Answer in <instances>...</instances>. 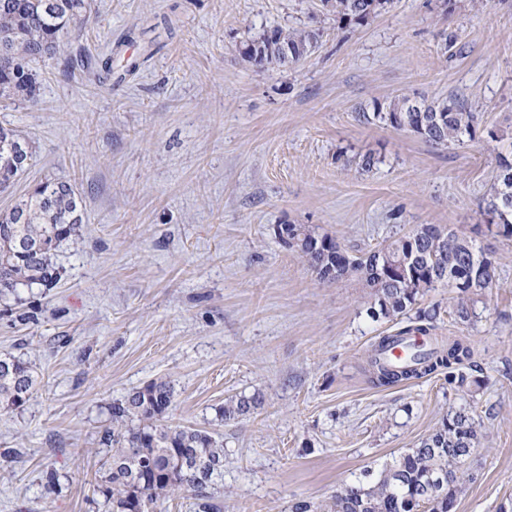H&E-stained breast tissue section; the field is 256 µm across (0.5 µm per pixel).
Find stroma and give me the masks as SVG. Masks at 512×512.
<instances>
[{
    "label": "stroma",
    "mask_w": 512,
    "mask_h": 512,
    "mask_svg": "<svg viewBox=\"0 0 512 512\" xmlns=\"http://www.w3.org/2000/svg\"><path fill=\"white\" fill-rule=\"evenodd\" d=\"M274 26L321 37L299 65H252L245 44ZM31 68L34 98L0 102V125L35 161L0 213L48 179L85 207L57 287L0 299V355L38 375L23 407L0 411V512H111L94 480L110 407L159 378L174 387L170 424L224 442L221 512L321 504L451 411L481 423L451 512H512V237L483 211L512 153V0H392L361 25L320 0H91ZM401 95L458 98L505 136L434 146L357 121ZM368 152L381 161L359 172ZM281 224L356 255L425 225L491 252L469 321L448 286L418 302L471 359L453 377L370 383L373 344L407 318L372 320L358 281L319 283ZM255 394L252 414L221 420ZM259 403V397H240L237 400H230L224 403L221 408V418L224 422H235L246 417L252 408Z\"/></svg>",
    "instance_id": "stroma-1"
}]
</instances>
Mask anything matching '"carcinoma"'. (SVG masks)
Masks as SVG:
<instances>
[{
  "instance_id": "obj_1",
  "label": "carcinoma",
  "mask_w": 512,
  "mask_h": 512,
  "mask_svg": "<svg viewBox=\"0 0 512 512\" xmlns=\"http://www.w3.org/2000/svg\"><path fill=\"white\" fill-rule=\"evenodd\" d=\"M344 22L363 23L377 15L390 0H322ZM88 0H0V57L20 61L22 73L0 68V98L30 97L35 78L30 63L54 51L72 20L85 14ZM314 30L270 29L247 43L244 55L257 66L286 67L304 60L317 43ZM288 54H283V49ZM365 124L390 126L412 132L433 145L475 139L482 117L454 100L419 103L403 95L388 106L375 104L371 112L358 113ZM13 159L0 147V185L17 177ZM83 199L71 185L45 181L24 200L23 207L0 215V296H16L22 288L57 286L60 276L56 252L65 242L81 236ZM489 224L497 233L512 236V159L498 156L486 200ZM322 283L355 279L370 290L368 315L379 320L412 310L419 297L440 283L458 293L457 311L469 317V304L477 292L490 287L494 261L490 254L450 230L430 226L392 241L379 252L354 256L335 239L320 236L302 224H287L279 232ZM389 265L405 263L408 276L396 279L374 273L371 260ZM438 311L420 309L415 325L392 336L380 337L369 360L371 381L390 386L451 370L471 355L459 339L431 335ZM418 334L427 338L430 351L400 369L382 365L377 352L394 341ZM37 378L30 362L0 356V410L19 409L35 391ZM170 382L156 380L112 403L111 426L101 437L109 458L96 472L95 482L106 493L112 512H154L157 500L189 493L199 512H218L211 492L214 475L224 467V446L205 429L172 426L166 416L173 405ZM259 397H241L224 403L221 418L235 422L246 417ZM478 439L475 419L463 411L450 412L418 446L379 472L343 485L328 501L314 506L299 501L292 512H408L429 495L430 512H450L463 491L465 471L461 453L474 450Z\"/></svg>"
}]
</instances>
